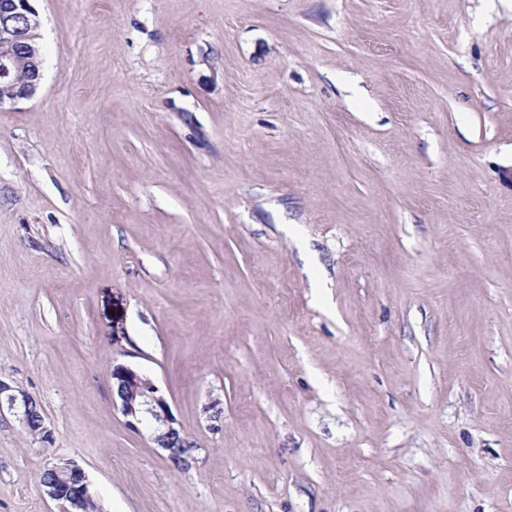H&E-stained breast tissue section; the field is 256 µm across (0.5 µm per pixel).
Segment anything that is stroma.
Here are the masks:
<instances>
[{"label":"stroma","instance_id":"1","mask_svg":"<svg viewBox=\"0 0 512 512\" xmlns=\"http://www.w3.org/2000/svg\"><path fill=\"white\" fill-rule=\"evenodd\" d=\"M33 6L0 379L56 441L0 411V512L67 459L98 512H512V0ZM112 380L113 388L114 385L117 387L120 409L127 425L133 429L141 426L150 430L152 441L158 448L168 450L172 461L188 466L189 460L183 454L194 441L182 434L168 401L153 381L123 365L113 366ZM191 450L186 448L187 452ZM4 403L9 410L16 411L15 413L24 427L34 430L37 440L43 445V448L53 446L55 443L54 432L46 425L44 416L37 408L38 405L34 398L22 390H15L14 387L0 379V411H2ZM33 417L34 421H32Z\"/></svg>","mask_w":512,"mask_h":512}]
</instances>
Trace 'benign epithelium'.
I'll return each instance as SVG.
<instances>
[{
  "label": "benign epithelium",
  "mask_w": 512,
  "mask_h": 512,
  "mask_svg": "<svg viewBox=\"0 0 512 512\" xmlns=\"http://www.w3.org/2000/svg\"><path fill=\"white\" fill-rule=\"evenodd\" d=\"M38 27L37 13L31 0H0V108L31 97L42 78V58L38 46L32 44ZM24 70L26 79L17 81V72ZM113 385L117 387L120 409L133 429L151 431L157 447L169 451V458L182 465L185 448L192 443L177 427L170 405L151 379L123 365L112 367ZM16 411L22 425L34 430L45 448L55 443L54 432L33 397L0 379V410ZM65 478L59 481L40 480L45 494L59 503L65 512H84L92 497L83 468L73 460L53 464Z\"/></svg>",
  "instance_id": "1"
}]
</instances>
